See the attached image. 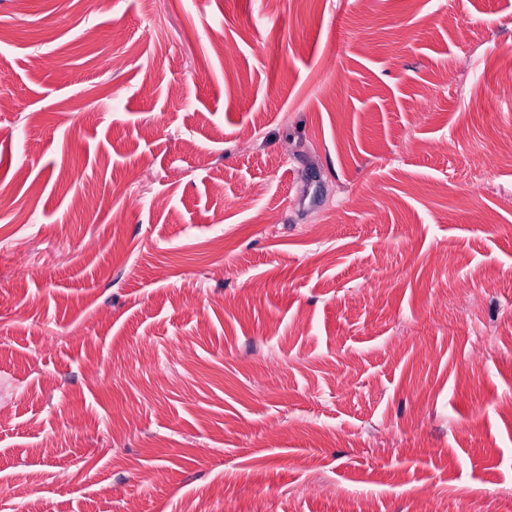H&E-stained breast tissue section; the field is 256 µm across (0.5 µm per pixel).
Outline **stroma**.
Wrapping results in <instances>:
<instances>
[{
	"instance_id": "1",
	"label": "stroma",
	"mask_w": 512,
	"mask_h": 512,
	"mask_svg": "<svg viewBox=\"0 0 512 512\" xmlns=\"http://www.w3.org/2000/svg\"><path fill=\"white\" fill-rule=\"evenodd\" d=\"M511 70L512 0H0L7 512H512Z\"/></svg>"
}]
</instances>
